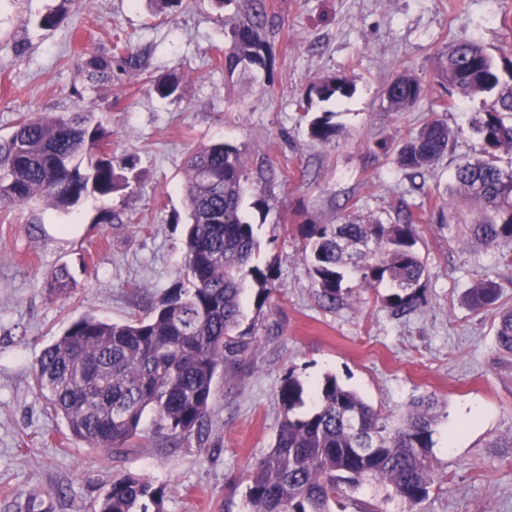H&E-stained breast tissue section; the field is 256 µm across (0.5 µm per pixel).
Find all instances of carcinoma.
Segmentation results:
<instances>
[{
  "mask_svg": "<svg viewBox=\"0 0 512 512\" xmlns=\"http://www.w3.org/2000/svg\"><path fill=\"white\" fill-rule=\"evenodd\" d=\"M272 23L266 0H250L249 18L231 27V42L217 59L232 75L271 67L265 40ZM439 76L448 84V110L454 97L497 92L492 109L478 112L471 130L478 153L463 157L448 185V208L463 200L472 218L451 212L464 225L463 243L500 250L512 264V169L495 164L496 153L512 151V85L501 81L485 48L472 39H454L441 52ZM145 59L130 46L114 44L107 53L90 52L80 64L90 88L112 89L113 70H140ZM161 99L180 96L174 75L150 81ZM321 101L350 94L346 77L328 75L310 88ZM420 80L399 76L387 89L389 108L403 112L418 102ZM325 112L308 123V135L330 144L339 133ZM463 133L441 119L425 124L397 150L395 162L410 179L424 175ZM244 161L228 143L203 145L192 152L185 169V202L190 222L180 275L190 287L174 288L146 316L116 323L85 315L72 322L46 347L33 372V387L63 418L70 435L106 455L133 447L142 419L150 413L175 443L205 430L218 371L237 364L249 349L239 331L246 278L259 288L257 301L270 297V270L252 265L256 249L252 225L243 221ZM138 184L133 165L112 157V133L92 124L86 112L20 116L14 130L0 137V206L21 207L41 199L68 211L83 199L128 195ZM422 205L405 208L395 223L370 216L345 217L338 224H309L303 232L309 252L308 274L331 306L341 299L349 275L361 288L385 280L396 292L386 298L395 312L413 308L420 298L426 266L416 248V224ZM53 298L70 296L66 267L46 281ZM497 298L492 282L468 289L471 307ZM499 347L512 352V309L496 329ZM304 388L288 376L278 390L283 411L275 443L247 475L249 512H344L347 493L364 484L410 507L422 503L434 483V409L437 397L421 396L407 415L395 416L370 407L353 390L330 377L317 389L318 407L298 416ZM357 448L369 452L360 455ZM164 488L144 476L112 479L94 512H161Z\"/></svg>",
  "mask_w": 512,
  "mask_h": 512,
  "instance_id": "carcinoma-1",
  "label": "carcinoma"
}]
</instances>
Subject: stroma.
I'll list each match as a JSON object with an SVG mask.
<instances>
[{
  "label": "stroma",
  "instance_id": "1",
  "mask_svg": "<svg viewBox=\"0 0 512 512\" xmlns=\"http://www.w3.org/2000/svg\"><path fill=\"white\" fill-rule=\"evenodd\" d=\"M278 23L267 31L270 70L227 77L215 60L246 20L249 0H182L159 10L155 0H77L58 25L39 18L59 0H0V136L20 114L93 113L112 133L116 157L132 158L139 184L128 196L90 199L65 213L36 202L0 208V512H92L113 476L138 474L165 487L163 512H248L247 471L272 448L286 376L303 385L304 411L325 377H336L375 410L404 411L422 394L439 400L432 450L433 488L416 512H512V353L495 329L512 308V265L499 251L458 241L446 187L458 159L473 152L474 113L494 97L437 102L448 87L439 54L450 40L480 43L500 74L512 70V0H268ZM132 45L144 70L115 72L112 90L84 85V53ZM423 85L405 112L384 92L402 72ZM183 78L179 99L158 98L154 76ZM354 85L341 101H316L341 130L324 145L308 135L301 103L328 75ZM443 115L462 135L425 172L424 191L409 193L398 149L426 121ZM228 142L245 162L241 212L259 248L254 265L273 272V292L257 306L244 294L252 346L225 367L204 434L169 444L144 418L133 450L114 458L71 439L64 420L32 388L45 347L84 314L121 323L144 316L178 285L188 214L183 184L189 154ZM386 142L390 154L378 150ZM424 205L417 248L428 276L406 313L386 305L389 283L358 287L346 279L340 305L329 307L303 262L302 224H333L360 213L391 223L404 200ZM110 210L117 219L99 222ZM67 267L72 294L48 298L47 275ZM492 281L498 298L472 309L467 290Z\"/></svg>",
  "mask_w": 512,
  "mask_h": 512
}]
</instances>
